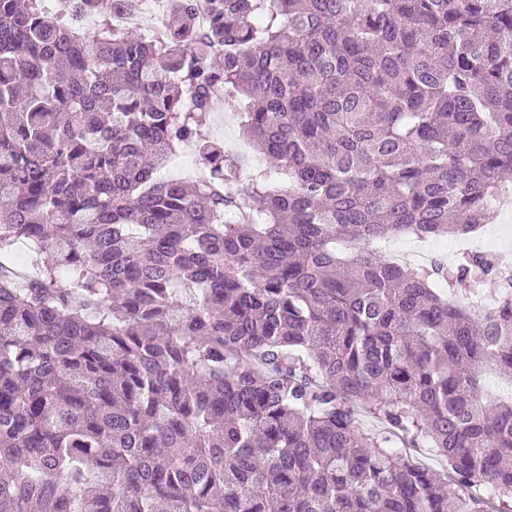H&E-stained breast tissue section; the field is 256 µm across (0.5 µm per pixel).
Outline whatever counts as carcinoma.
I'll use <instances>...</instances> for the list:
<instances>
[{
	"instance_id": "carcinoma-1",
	"label": "carcinoma",
	"mask_w": 512,
	"mask_h": 512,
	"mask_svg": "<svg viewBox=\"0 0 512 512\" xmlns=\"http://www.w3.org/2000/svg\"><path fill=\"white\" fill-rule=\"evenodd\" d=\"M137 2L0 0V254L42 256L0 265V512H512V293L453 294L498 262L376 248L512 194V0ZM240 111L238 102H227L224 99L218 101L212 112L210 122L201 130V137L222 141L224 148L229 153L243 158L251 169H262L265 167L264 161L255 154L242 132ZM240 148L242 151L235 153ZM258 159L262 161L261 165H257L256 161ZM181 147L170 158L166 166L159 170L157 176L160 180L171 178L194 180L203 175V169L198 164L194 147Z\"/></svg>"
}]
</instances>
